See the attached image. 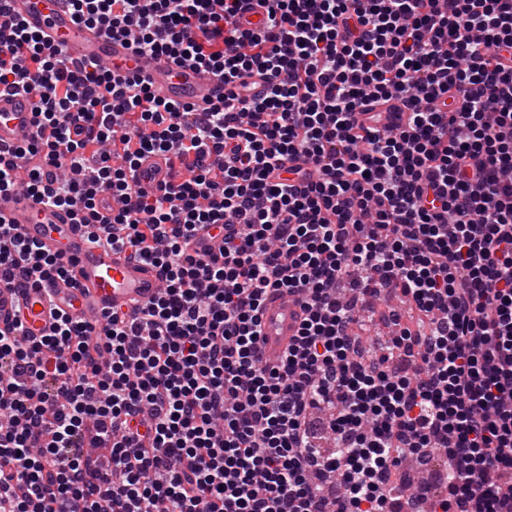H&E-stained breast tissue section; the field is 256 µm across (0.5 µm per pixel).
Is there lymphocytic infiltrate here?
Returning a JSON list of instances; mask_svg holds the SVG:
<instances>
[{
    "label": "lymphocytic infiltrate",
    "instance_id": "lymphocytic-infiltrate-1",
    "mask_svg": "<svg viewBox=\"0 0 512 512\" xmlns=\"http://www.w3.org/2000/svg\"><path fill=\"white\" fill-rule=\"evenodd\" d=\"M253 1L266 26L239 28ZM68 3L211 72L224 100L177 106L0 29V88L38 91L0 198L70 209L165 283L99 325L0 331V512H512V0ZM393 99L405 120L366 108ZM147 153L172 179L138 193ZM200 228L224 230L219 254L191 253ZM67 266L0 213V285ZM274 291L304 317L269 366ZM385 291L421 323L390 311L367 350L354 326ZM438 456L440 483L392 482Z\"/></svg>",
    "mask_w": 512,
    "mask_h": 512
}]
</instances>
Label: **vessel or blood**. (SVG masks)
Returning <instances> with one entry per match:
<instances>
[{
	"instance_id": "b4317fda",
	"label": "vessel or blood",
	"mask_w": 512,
	"mask_h": 512,
	"mask_svg": "<svg viewBox=\"0 0 512 512\" xmlns=\"http://www.w3.org/2000/svg\"><path fill=\"white\" fill-rule=\"evenodd\" d=\"M23 21L51 42L63 43L77 63L95 62L113 75L138 74L164 100L204 110L224 98V84L213 74L169 57L139 56L131 37L108 35L77 22L66 0H7L0 24ZM36 96L25 89L0 91V149L30 143L36 135L32 112ZM139 189L152 191L167 179L160 156H143L136 171ZM9 223L49 253L69 263L70 279L29 281L20 288L0 286V330L22 328L27 337L52 333L55 315L63 311L78 320L104 312L125 311L156 298L164 282L159 271L130 254L93 245L72 220L70 210L34 201L26 191L5 204ZM222 236L213 230L195 234L191 249L199 255L218 252ZM303 317L300 304L288 295L269 294L261 311L260 355L277 364L296 335Z\"/></svg>"
}]
</instances>
